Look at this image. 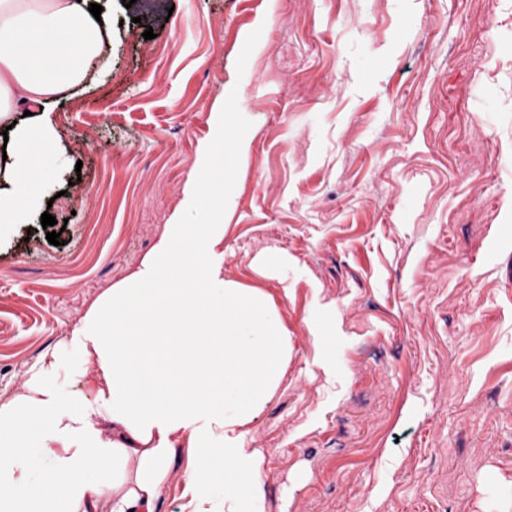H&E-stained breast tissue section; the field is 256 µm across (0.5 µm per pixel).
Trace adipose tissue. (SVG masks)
I'll return each instance as SVG.
<instances>
[{
  "label": "adipose tissue",
  "instance_id": "obj_1",
  "mask_svg": "<svg viewBox=\"0 0 512 512\" xmlns=\"http://www.w3.org/2000/svg\"><path fill=\"white\" fill-rule=\"evenodd\" d=\"M91 0H0V125L23 108L49 106L79 81L103 29ZM41 127L19 135L15 178L0 190V224L23 223L42 157ZM187 200L193 224H170L154 256L90 308L73 340L95 368L125 448L102 437L94 407L64 402L34 380L0 405V512H154L170 481L169 460L185 449L182 512H262V455L243 447L258 406L288 364V332L257 289L225 281L218 246L225 200L224 124L195 164ZM237 390L247 402L228 409ZM50 429L39 482L27 448ZM224 487L221 507L212 490Z\"/></svg>",
  "mask_w": 512,
  "mask_h": 512
}]
</instances>
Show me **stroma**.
<instances>
[{
    "mask_svg": "<svg viewBox=\"0 0 512 512\" xmlns=\"http://www.w3.org/2000/svg\"><path fill=\"white\" fill-rule=\"evenodd\" d=\"M99 3L27 221L0 227V404L39 373L119 440L72 336L194 221L224 109V277L291 344L243 441L263 512H512V0Z\"/></svg>",
    "mask_w": 512,
    "mask_h": 512,
    "instance_id": "obj_1",
    "label": "stroma"
}]
</instances>
